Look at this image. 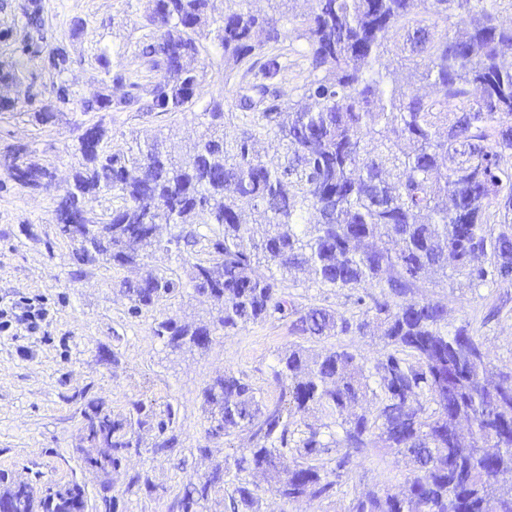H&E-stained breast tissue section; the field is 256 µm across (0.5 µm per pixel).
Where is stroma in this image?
<instances>
[{"instance_id":"1","label":"stroma","mask_w":512,"mask_h":512,"mask_svg":"<svg viewBox=\"0 0 512 512\" xmlns=\"http://www.w3.org/2000/svg\"><path fill=\"white\" fill-rule=\"evenodd\" d=\"M29 0H0V60L9 57L27 33L24 11ZM43 51L65 48L70 67L64 74L36 59L19 80L0 84V99L24 104L40 92L45 104L55 100L58 85H67L70 104L41 122L37 113L0 112V311L15 314L19 298L44 311L37 329L14 325L0 332V473L35 487L80 484L85 512H101L99 475L84 462V412L94 401H105L114 414L128 415L135 403L172 408L177 444L153 453L152 428L141 431L142 445L129 450L112 471L116 512H176L174 502L183 485L207 475L215 464L246 446L237 433L211 437L202 391L213 377L232 369L244 373L258 396L274 403L284 389L273 370L279 354L299 343L311 353L344 349L365 366L386 352L379 336L353 334L321 339L295 336L286 319L250 323L227 336L216 332L207 350H176L155 335L157 322L208 320L212 303L190 282L189 254L162 249L147 251L138 268L103 263H77L76 246L63 237L56 221L59 189L72 180L80 161L78 137L102 124L109 150L147 148L159 143L173 158H185L211 131L209 111L220 105L224 130L235 136L245 129L237 108L242 67L224 60L215 23L224 0H211L209 20L199 30L200 54L193 65L205 72L193 107L185 112H84L79 103L105 83L108 69H120L150 86L156 79L140 56L152 35L143 15L147 0H41ZM309 0H296L295 15L282 21L281 39L273 52L282 65L275 87L286 104L303 103L309 81L307 43L300 14ZM28 146L31 157L53 168L56 188L34 192L8 177L12 150ZM163 270L179 281L173 296L132 314L118 284L137 273ZM286 299L299 306H323L348 318L361 311L347 290L328 288L301 277L285 283ZM447 308L449 327L469 324L489 352L494 373L512 375V285L477 288L430 275L414 293ZM358 466L335 497L289 505L261 492V512H345L351 498L384 486H402L407 472L393 451L374 443L357 457ZM149 479L152 490L132 489L133 476Z\"/></svg>"}]
</instances>
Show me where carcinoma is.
<instances>
[{
  "mask_svg": "<svg viewBox=\"0 0 512 512\" xmlns=\"http://www.w3.org/2000/svg\"><path fill=\"white\" fill-rule=\"evenodd\" d=\"M209 2L148 0L144 21L155 35L141 55L162 73L148 90L150 110L182 112L195 103L203 74L191 61ZM315 2L301 24L309 65L326 76L304 84L309 105L282 106L271 88L281 65L271 55L239 99L245 116L284 143L282 162L260 160L248 130L229 142L205 138L175 160L157 144L110 152L95 124L78 137L81 163L56 210L59 230L77 243L79 261L114 267L134 266L150 249L202 246L210 259L193 264L192 283L214 308L206 322L157 323L155 334L175 349L205 351L214 333L229 336L276 315L310 338L365 336L374 323L388 347L366 369L346 350L312 356L294 344L278 356L275 379L289 383L273 404L241 374L213 378L203 390L207 422H219L225 436L247 432L248 446L188 481L178 512L206 508L230 472V512H260L255 472L285 503L331 498L376 438L408 466L407 490L369 491L351 499L346 512H512V495L495 481L512 476V386L493 378L489 354L469 325L450 331L445 306L409 297L431 271L470 287L512 284V224L495 230L486 214L493 204L512 211V169L505 164L512 155V68L501 63L512 26L498 23V0H423L420 16L412 14L414 0ZM283 17L225 8L217 34L224 57L238 65L278 43ZM451 18L453 26L439 25ZM257 29L265 33L261 43L253 40ZM40 54L38 42H21L10 61H0V82ZM398 63L412 65L413 77L434 86L435 96L390 81ZM129 87L115 99L104 86L82 102L83 111L139 105L138 84ZM472 87L479 98H471ZM24 155L17 150L9 178L30 190L53 187L50 168ZM100 193L120 204L95 219L85 202ZM302 209L316 213L315 223H297ZM247 211L265 217L268 230L259 239L242 222ZM160 224L184 228L164 246ZM198 224L223 230L209 237ZM263 262L280 275L262 272ZM299 275L350 290L362 318L285 299L282 283ZM179 287L160 271L119 283L134 314ZM133 409L134 419L98 403L86 416V462L96 472L118 467L139 447L138 430L157 417L142 403ZM316 411L330 422L310 423ZM173 417L166 407L154 452L174 447ZM462 421L470 424L467 445L458 433ZM26 500L31 512H76L84 489L30 485Z\"/></svg>",
  "mask_w": 512,
  "mask_h": 512,
  "instance_id": "cac0c4a2",
  "label": "carcinoma"
}]
</instances>
